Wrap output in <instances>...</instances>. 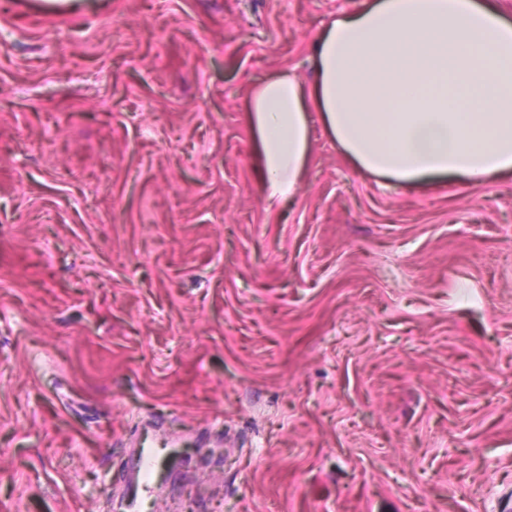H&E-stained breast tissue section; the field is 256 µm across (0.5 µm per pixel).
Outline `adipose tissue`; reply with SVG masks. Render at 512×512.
I'll return each mask as SVG.
<instances>
[{
	"label": "adipose tissue",
	"mask_w": 512,
	"mask_h": 512,
	"mask_svg": "<svg viewBox=\"0 0 512 512\" xmlns=\"http://www.w3.org/2000/svg\"><path fill=\"white\" fill-rule=\"evenodd\" d=\"M316 79L282 71L255 86L247 121L269 203L308 172V114L345 157L402 186L512 176V20L492 0H366L324 27Z\"/></svg>",
	"instance_id": "ef3b65f1"
}]
</instances>
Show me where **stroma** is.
Segmentation results:
<instances>
[{"mask_svg":"<svg viewBox=\"0 0 512 512\" xmlns=\"http://www.w3.org/2000/svg\"><path fill=\"white\" fill-rule=\"evenodd\" d=\"M364 0H0V512H512V178L397 186L251 89ZM162 459L152 449L142 448L135 459V471L132 477L136 480L137 492L134 495L136 500L139 491H150L152 482L158 477L162 470Z\"/></svg>","mask_w":512,"mask_h":512,"instance_id":"1","label":"stroma"}]
</instances>
